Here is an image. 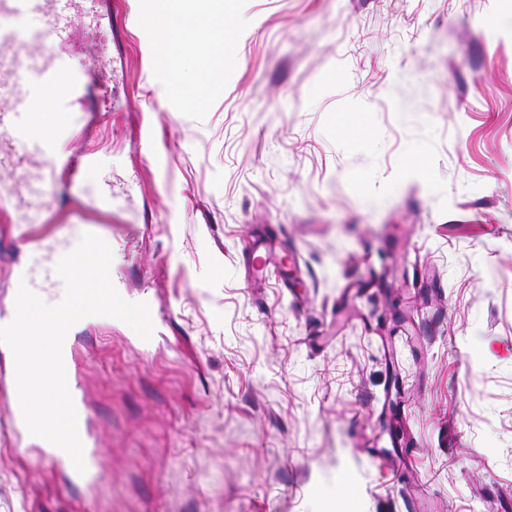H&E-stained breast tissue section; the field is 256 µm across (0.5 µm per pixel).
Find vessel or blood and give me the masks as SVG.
Masks as SVG:
<instances>
[{
  "label": "vessel or blood",
  "mask_w": 512,
  "mask_h": 512,
  "mask_svg": "<svg viewBox=\"0 0 512 512\" xmlns=\"http://www.w3.org/2000/svg\"><path fill=\"white\" fill-rule=\"evenodd\" d=\"M95 0H0V18L22 17L30 21L27 38L8 31L0 32V139L7 148H0V172H26L37 164L40 175L24 182L29 202H40L45 184L58 169L79 173L105 167L104 157L94 153H77L71 148V132L76 119L73 110L80 100L89 72L77 66L69 52L71 23L80 15L91 16ZM65 85L67 93L54 105L55 125L44 131L27 123V114L39 111L51 89ZM80 241L71 235L56 250L42 255L39 266L19 269L14 279L25 282L31 291L51 288L59 276L56 266L73 251ZM75 336H66L63 360L69 391L77 413L78 433L83 443L86 471L80 482L92 485L97 474L96 440L90 430L84 409L79 367L74 358ZM13 431L23 437L29 451L54 466L71 467L72 461L60 448L30 435L19 405H12Z\"/></svg>",
  "instance_id": "1"
}]
</instances>
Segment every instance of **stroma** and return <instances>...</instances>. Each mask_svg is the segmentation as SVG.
I'll return each instance as SVG.
<instances>
[{"label": "stroma", "instance_id": "1", "mask_svg": "<svg viewBox=\"0 0 512 512\" xmlns=\"http://www.w3.org/2000/svg\"><path fill=\"white\" fill-rule=\"evenodd\" d=\"M241 7L204 75L155 64L150 0H97L73 147L111 167L60 170L33 226L0 172V314L95 215L166 315L148 352L80 329L91 490L18 445L0 356V512H410L412 483L425 512H512V26L487 23L512 0Z\"/></svg>", "mask_w": 512, "mask_h": 512}]
</instances>
